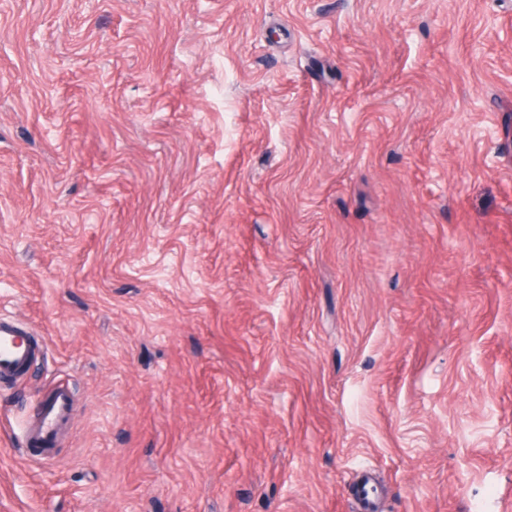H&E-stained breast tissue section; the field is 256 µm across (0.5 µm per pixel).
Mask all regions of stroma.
Masks as SVG:
<instances>
[{
    "label": "stroma",
    "instance_id": "obj_1",
    "mask_svg": "<svg viewBox=\"0 0 512 512\" xmlns=\"http://www.w3.org/2000/svg\"><path fill=\"white\" fill-rule=\"evenodd\" d=\"M0 320V512H512V0H0ZM33 336L8 322L0 323V383L16 380L40 356ZM76 406V392L68 382H60L38 396L24 428L26 451L38 459L57 441Z\"/></svg>",
    "mask_w": 512,
    "mask_h": 512
}]
</instances>
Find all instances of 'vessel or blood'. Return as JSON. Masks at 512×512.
<instances>
[{
	"instance_id": "vessel-or-blood-1",
	"label": "vessel or blood",
	"mask_w": 512,
	"mask_h": 512,
	"mask_svg": "<svg viewBox=\"0 0 512 512\" xmlns=\"http://www.w3.org/2000/svg\"><path fill=\"white\" fill-rule=\"evenodd\" d=\"M40 355L29 332L8 322L0 323V383L16 379L20 369L28 368ZM76 406L72 385L61 382L38 396L24 428L26 451L36 458L46 457Z\"/></svg>"
}]
</instances>
